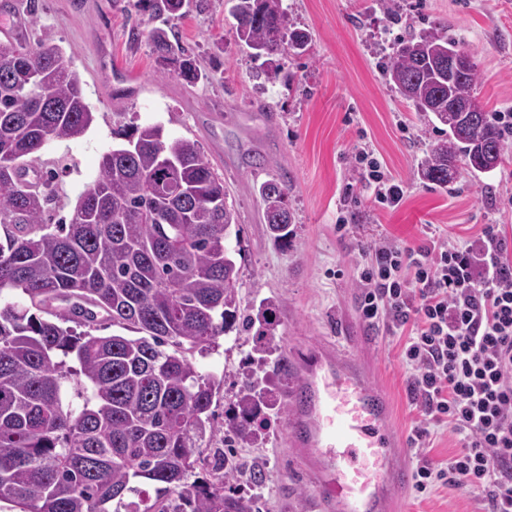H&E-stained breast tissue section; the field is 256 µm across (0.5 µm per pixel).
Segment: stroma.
<instances>
[{"instance_id": "1", "label": "stroma", "mask_w": 512, "mask_h": 512, "mask_svg": "<svg viewBox=\"0 0 512 512\" xmlns=\"http://www.w3.org/2000/svg\"><path fill=\"white\" fill-rule=\"evenodd\" d=\"M135 0H0V26L17 28L36 46L51 32L83 80L94 121L79 139L52 142L36 167L55 173L54 209L70 217L81 193L98 176L104 153L122 143V124H159L168 137L198 143L223 177L238 212L234 255L242 306L255 326L272 319L273 340L254 364V334L219 336L214 351L194 355L202 375L219 381L212 404L223 419L253 375L275 383L285 403L293 373L280 356L298 363L322 341L360 355L373 388L386 396L401 446L398 462L415 472L409 436L417 417L407 388L401 341L384 325L365 322L355 276L361 243L387 236L408 244L441 234L474 238L483 225L506 232L512 260V154L490 175L460 171L448 191L420 178L418 164L439 134L418 119L383 77L380 65L393 43L448 24L450 34L479 65L475 95L489 112L512 113V0H397V15L379 0H284L294 28L306 31V54L282 58L269 81L235 32L224 0H208L170 21L149 16ZM170 24L209 78L195 84L158 73L147 39ZM139 40H132V31ZM372 151L397 179L404 197L394 208L378 204L355 169L357 148ZM277 177L288 184L293 234L280 244L262 217L257 184ZM345 216L344 232L336 219ZM264 440L237 447L262 482L248 477L233 488L255 498L259 512H311L317 487L294 453L288 417L271 410ZM487 502L454 486L417 492L406 485L393 512H487Z\"/></svg>"}]
</instances>
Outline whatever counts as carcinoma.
<instances>
[{
  "label": "carcinoma",
  "mask_w": 512,
  "mask_h": 512,
  "mask_svg": "<svg viewBox=\"0 0 512 512\" xmlns=\"http://www.w3.org/2000/svg\"><path fill=\"white\" fill-rule=\"evenodd\" d=\"M152 16L181 17L184 0H137ZM238 40L275 62L306 51L283 0H234ZM173 74L196 83L192 51L164 28L148 34ZM468 60L448 70V54ZM384 77L427 122L446 127L421 159L422 177L445 190L458 164L489 173L482 159L509 152L491 113L477 102L478 65L436 23L399 39ZM471 112H450L454 103ZM93 121L80 75L51 34L36 48L0 49V292L29 305L0 307V502L18 512H254L231 492L219 459L189 480L219 431L250 436L241 417L214 424L216 381L192 362L221 334L247 329L232 235L240 234L230 192L197 143L166 139L159 125L120 129L127 145L102 156L69 224L48 231L52 173L30 156L81 137ZM265 223L291 235L288 187L261 183ZM102 321L138 336H94ZM85 331H80V328ZM158 485L155 498L135 486Z\"/></svg>",
  "instance_id": "1"
}]
</instances>
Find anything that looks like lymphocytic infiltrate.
Segmentation results:
<instances>
[{"instance_id":"lymphocytic-infiltrate-1","label":"lymphocytic infiltrate","mask_w":512,"mask_h":512,"mask_svg":"<svg viewBox=\"0 0 512 512\" xmlns=\"http://www.w3.org/2000/svg\"><path fill=\"white\" fill-rule=\"evenodd\" d=\"M378 203L403 198L372 153L355 155ZM499 225L475 239L417 246L383 237L367 242L359 311L367 323L402 333L408 390L419 418L411 436L421 462L415 488L452 484L512 512V266ZM460 441L445 463L426 460L438 428Z\"/></svg>"}]
</instances>
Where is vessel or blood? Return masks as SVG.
<instances>
[{
  "label": "vessel or blood",
  "instance_id": "b4317fda",
  "mask_svg": "<svg viewBox=\"0 0 512 512\" xmlns=\"http://www.w3.org/2000/svg\"><path fill=\"white\" fill-rule=\"evenodd\" d=\"M292 388L293 445L313 460L324 512H391L407 473L395 460L397 435L386 397L347 352L314 351Z\"/></svg>",
  "mask_w": 512,
  "mask_h": 512
}]
</instances>
